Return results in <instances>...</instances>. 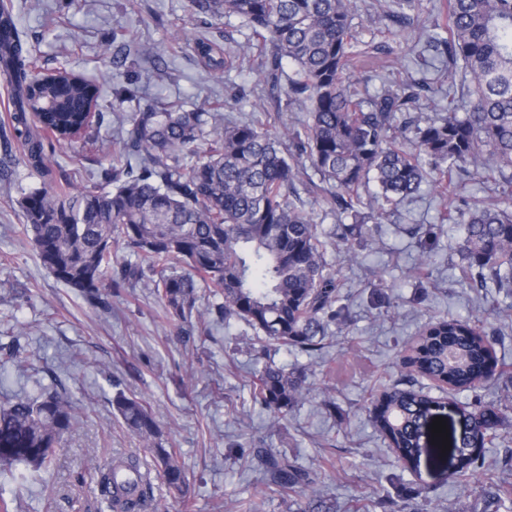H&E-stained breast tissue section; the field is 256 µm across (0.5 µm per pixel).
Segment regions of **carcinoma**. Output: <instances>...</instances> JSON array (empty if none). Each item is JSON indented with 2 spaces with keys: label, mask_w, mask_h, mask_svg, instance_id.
Here are the masks:
<instances>
[{
  "label": "carcinoma",
  "mask_w": 512,
  "mask_h": 512,
  "mask_svg": "<svg viewBox=\"0 0 512 512\" xmlns=\"http://www.w3.org/2000/svg\"><path fill=\"white\" fill-rule=\"evenodd\" d=\"M202 17H236L250 30L246 42L222 47L194 40L192 50L209 74L240 70L259 60L264 82L306 113L301 127L278 129L265 105L253 118L231 120L218 109L187 111L149 101L131 113L119 134L112 165L81 185L57 164V149L102 126L100 88L74 73L35 75L36 60L18 28L11 0H0V81L9 91L14 138L25 164L47 186L23 192L17 203L23 231L43 266L91 304L103 291L142 283L153 289L168 322L194 335L206 321L242 323L263 343L266 361L251 383L254 403L274 419L306 390V374L279 366L269 346L309 356L348 322L344 283L327 258V239L348 258L352 241L385 206L399 205L431 186L443 199L442 225L461 226L459 268L476 288L512 299V0H439L427 46L460 68L459 87L444 104L434 88L411 76L400 89L370 93L352 74V61L383 53L394 61L406 47L364 42L354 28L357 0H190ZM376 22L410 27L422 0H370ZM295 67L279 86L283 61ZM433 103L436 113L421 111ZM318 179H313L308 171ZM466 177L495 187L480 203L457 204ZM376 183L379 195L364 203ZM315 199L337 204L350 224L326 233L297 204V185ZM368 205L370 212L359 207ZM134 256L116 260L120 250ZM217 302L199 309V289ZM484 324L451 318L428 322L400 358L401 379L374 391L367 407L375 431L404 470L418 468L422 422L445 403L418 385L431 380L456 393L493 383L499 400L463 406L467 429L453 437L452 484L467 487L482 465L485 445L502 437L512 410V371L496 370ZM112 409L144 443L169 489L186 490V474L151 409L119 390ZM77 412L56 389L17 396L0 407V464L49 466L74 430ZM266 486L307 498L299 512H323L318 473L271 448L252 449ZM100 495L111 512H141L147 488L139 460L114 456L96 463Z\"/></svg>",
  "instance_id": "1"
}]
</instances>
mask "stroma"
Wrapping results in <instances>:
<instances>
[{"mask_svg":"<svg viewBox=\"0 0 512 512\" xmlns=\"http://www.w3.org/2000/svg\"><path fill=\"white\" fill-rule=\"evenodd\" d=\"M13 2L38 71L64 66L100 85L106 147L96 157L102 166H109L119 148L115 128L139 106L118 92L128 79L139 80L148 98L176 101L187 110L226 100L233 85L269 92L256 71L217 78L202 69L187 44L173 47L177 34L187 41L202 33L226 46L248 35L234 17L202 24L189 0ZM143 45L154 47L162 65L135 55ZM402 67L414 78L449 84L447 75L412 55L400 67L382 54L353 63L373 91L392 87ZM7 116L8 97L0 87V404L36 394L42 384L65 393L81 414L48 468L0 467V502L8 503L9 512H107L93 463L115 455L151 460L112 414L119 388L157 415L187 473L183 497L153 475L152 505L145 512L161 506L167 512H296V495L268 491L257 461L241 459L244 448H272L320 471L319 489L331 512H485V475L512 482V462L506 460L512 443L499 440L485 448L479 478L464 489L452 486L437 463L403 470L363 409L375 381L399 379L405 343L431 320L479 316L501 327L493 347L498 362L512 370V320L498 316L494 290L469 287L462 279L456 226L440 234L425 281L414 276L423 251L421 228L438 223L442 208L429 189L391 209L382 223L367 224L354 247L355 260L329 249L346 283L351 321L326 339L320 355L276 351L277 365L305 368L307 392L275 424L250 398L260 345L244 324L218 325L208 336H181L163 321L150 289L130 288L109 296L107 307H94L42 266L19 233L24 219L15 200L20 190L40 188L43 180L25 166ZM378 291L391 298L392 308L375 305ZM328 459L334 467L322 471Z\"/></svg>","mask_w":512,"mask_h":512,"instance_id":"obj_1","label":"stroma"}]
</instances>
